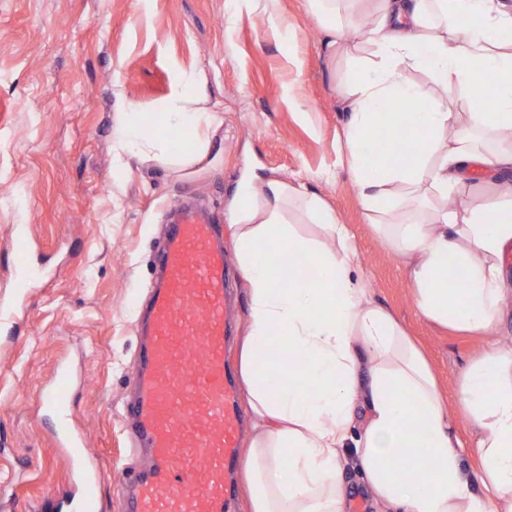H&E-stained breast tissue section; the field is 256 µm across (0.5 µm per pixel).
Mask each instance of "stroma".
Returning <instances> with one entry per match:
<instances>
[{
  "label": "stroma",
  "instance_id": "1",
  "mask_svg": "<svg viewBox=\"0 0 512 512\" xmlns=\"http://www.w3.org/2000/svg\"><path fill=\"white\" fill-rule=\"evenodd\" d=\"M226 0H0V512H53L70 473L44 398L58 366L65 414L106 466L101 512H123L120 474L146 461L126 431L150 256L185 198L217 224L243 175L302 179L350 226L373 297L427 355L448 397L479 336L420 316L347 167L348 72L370 45L328 56L308 0L226 24ZM287 28V41L277 32ZM203 74L224 115L219 168L172 173L113 163L120 101L161 105L174 66ZM27 238V257L14 249ZM32 276L18 281L19 265Z\"/></svg>",
  "mask_w": 512,
  "mask_h": 512
}]
</instances>
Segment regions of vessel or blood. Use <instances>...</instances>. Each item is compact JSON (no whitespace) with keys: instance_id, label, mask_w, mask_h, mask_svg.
Wrapping results in <instances>:
<instances>
[{"instance_id":"vessel-or-blood-1","label":"vessel or blood","mask_w":512,"mask_h":512,"mask_svg":"<svg viewBox=\"0 0 512 512\" xmlns=\"http://www.w3.org/2000/svg\"><path fill=\"white\" fill-rule=\"evenodd\" d=\"M214 235L208 209L183 208L159 254L164 284L152 298L129 409L151 454L127 512H236L229 476L243 420L225 361L231 312ZM70 463L77 478L60 491L59 512H98L101 469L87 456Z\"/></svg>"}]
</instances>
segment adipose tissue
Segmentation results:
<instances>
[{
    "label": "adipose tissue",
    "instance_id": "1",
    "mask_svg": "<svg viewBox=\"0 0 512 512\" xmlns=\"http://www.w3.org/2000/svg\"><path fill=\"white\" fill-rule=\"evenodd\" d=\"M367 36L338 22L360 0H310L333 53L364 39L369 65L344 88L346 163L384 246L404 265L419 313L486 337L460 378L459 411L427 358L358 274L348 225L302 183H241L228 205L233 254L249 302L239 370L251 419L242 475L248 512H347L356 465L377 512H512V28L507 0H378ZM428 69L425 97L404 76ZM490 110L451 111L457 91ZM414 101L418 111H398ZM222 113L198 73H181L154 124L142 105L118 114L116 162L178 172L217 165ZM388 152L366 158L376 130ZM191 131L174 152L170 134ZM470 199L447 207L462 189ZM320 238L298 234L290 210ZM474 429L464 441L458 425Z\"/></svg>",
    "mask_w": 512,
    "mask_h": 512
}]
</instances>
